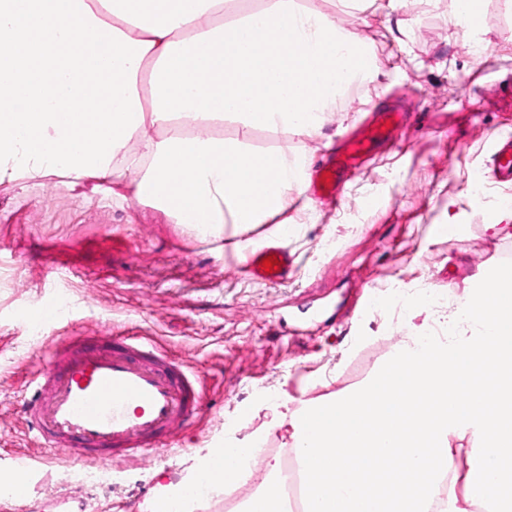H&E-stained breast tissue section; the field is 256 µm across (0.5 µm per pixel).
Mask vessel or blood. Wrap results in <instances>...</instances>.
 I'll list each match as a JSON object with an SVG mask.
<instances>
[{
	"mask_svg": "<svg viewBox=\"0 0 512 512\" xmlns=\"http://www.w3.org/2000/svg\"><path fill=\"white\" fill-rule=\"evenodd\" d=\"M393 122V113L385 112L348 137L316 169L310 194L336 199L343 176L370 155ZM492 166L500 181L512 182L511 134L497 143ZM270 256L278 263L267 271L262 262ZM291 264L286 249L268 247L250 253L245 268L251 279L276 284L287 279ZM204 396L203 378L150 338L71 336L46 360L26 423L35 441L73 461L109 453L146 458L172 443Z\"/></svg>",
	"mask_w": 512,
	"mask_h": 512,
	"instance_id": "b4317fda",
	"label": "vessel or blood"
}]
</instances>
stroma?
<instances>
[{
	"instance_id": "stroma-1",
	"label": "stroma",
	"mask_w": 512,
	"mask_h": 512,
	"mask_svg": "<svg viewBox=\"0 0 512 512\" xmlns=\"http://www.w3.org/2000/svg\"><path fill=\"white\" fill-rule=\"evenodd\" d=\"M340 20L376 54L378 71L326 113L321 136L289 135V150L318 162L369 113L392 110L399 121L338 202L297 196L274 216L296 228L279 242L292 258L281 283L246 277L234 237L193 238L126 186L73 190L57 175L0 182V473L25 455L55 473L46 482L34 472L28 501L0 500V512H142L156 470L185 480L225 439L254 437L264 422L259 387L295 403L350 390L417 335L423 317L406 318L394 338L370 312L387 282L424 277L464 300L512 250V236L487 229L512 198V184L489 170L497 140L512 134V0H485L478 56L456 35L449 0H377ZM476 173L482 200L469 190ZM52 301L62 316L34 323ZM99 331L156 340L207 386L172 446L109 463L120 479L107 491L70 483L72 465L32 444L23 414L57 341Z\"/></svg>"
}]
</instances>
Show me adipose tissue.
<instances>
[{
	"label": "adipose tissue",
	"instance_id": "adipose-tissue-1",
	"mask_svg": "<svg viewBox=\"0 0 512 512\" xmlns=\"http://www.w3.org/2000/svg\"><path fill=\"white\" fill-rule=\"evenodd\" d=\"M368 54L298 0H0V181H127L188 234L229 229L255 251L282 238L258 226L303 193L310 161L249 133L318 135L344 86L374 75ZM468 303L485 307L480 335L392 359L352 390L268 404L261 434L291 441L306 512H512V280ZM463 448L476 470L461 484ZM262 465L242 512H289L281 461ZM247 479L225 447L191 481Z\"/></svg>",
	"mask_w": 512,
	"mask_h": 512
}]
</instances>
